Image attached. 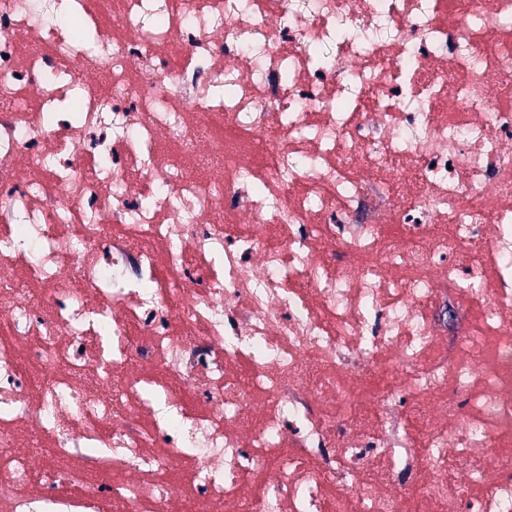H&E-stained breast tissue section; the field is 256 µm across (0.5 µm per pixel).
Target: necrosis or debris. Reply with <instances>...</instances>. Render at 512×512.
<instances>
[{
	"label": "necrosis or debris",
	"instance_id": "necrosis-or-debris-1",
	"mask_svg": "<svg viewBox=\"0 0 512 512\" xmlns=\"http://www.w3.org/2000/svg\"><path fill=\"white\" fill-rule=\"evenodd\" d=\"M415 503L512 512V0H0V512ZM470 315L457 307L453 298L448 294V303L446 304V315L444 320L440 321L441 336L447 340L448 352L452 348L453 339L458 335L461 328L467 324Z\"/></svg>",
	"mask_w": 512,
	"mask_h": 512
}]
</instances>
